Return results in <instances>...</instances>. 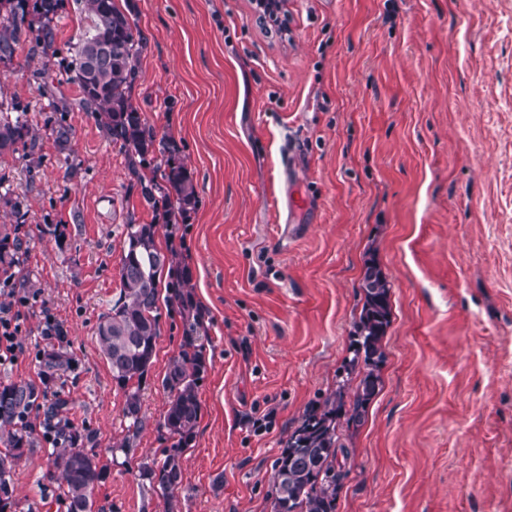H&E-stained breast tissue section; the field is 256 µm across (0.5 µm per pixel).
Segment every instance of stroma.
Here are the masks:
<instances>
[{
  "label": "stroma",
  "instance_id": "stroma-1",
  "mask_svg": "<svg viewBox=\"0 0 512 512\" xmlns=\"http://www.w3.org/2000/svg\"><path fill=\"white\" fill-rule=\"evenodd\" d=\"M147 48L132 101L174 141L198 203L169 238L125 156L67 79L83 14L57 22L56 56L0 65V103L25 109L37 148L0 156V233L28 252L16 278L67 332L71 371L51 385L96 436L99 512H164L140 480L171 447L161 380L184 320L158 283L160 336L140 385L143 428L128 452L125 390L96 327L118 301L128 223L154 224L162 253L188 245L207 368L182 456L180 512H271L273 465L305 413L344 374L374 260L392 283L381 383L343 430L336 512H512V0H287V29L251 0H130ZM67 104L66 114L55 104ZM73 129L59 150L52 129ZM310 209L280 239L275 198L293 139ZM7 512H66L56 451L31 433Z\"/></svg>",
  "mask_w": 512,
  "mask_h": 512
}]
</instances>
